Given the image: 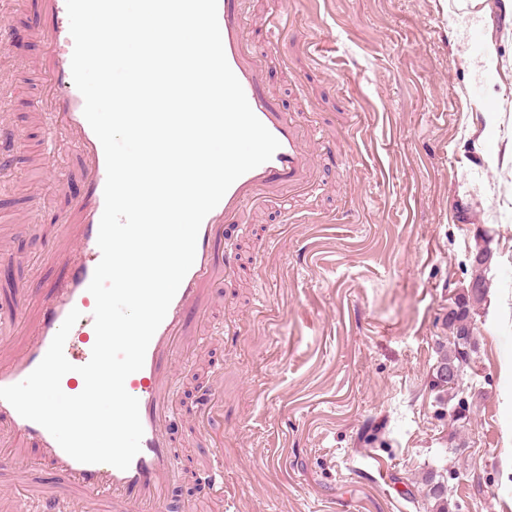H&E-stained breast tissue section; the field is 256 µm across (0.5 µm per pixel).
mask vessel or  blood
Returning a JSON list of instances; mask_svg holds the SVG:
<instances>
[{"label": "vessel or blood", "instance_id": "b4317fda", "mask_svg": "<svg viewBox=\"0 0 512 512\" xmlns=\"http://www.w3.org/2000/svg\"><path fill=\"white\" fill-rule=\"evenodd\" d=\"M27 7L31 35L42 46L36 67L44 76V85L36 99L37 110L50 143L67 137L81 156L86 191L66 218L67 223L78 225L79 233L69 249L65 271L48 284L39 322L25 347L11 353L8 363H0V387L23 381L38 366L66 316L76 308L82 316L64 345V355L74 370L61 380L63 391L76 395L83 381L77 368L89 361L95 342V301L88 286L101 259L97 238L104 209L105 155L83 115L84 98L72 79L73 39L66 0H27ZM218 22L228 64L253 112L280 147L269 161L239 177L203 220L194 264L149 343L143 368L125 382L128 393L139 401L144 429L141 450L128 469L76 461L44 427L23 418L9 402L0 399V435L18 442L17 447L0 451V481L25 458L24 445L28 442L58 479L49 490H23L28 512H85L90 501L98 502L102 512H167L168 487L179 467L169 435L175 419L174 363L180 353L196 349L198 336L224 334L223 327L211 324L209 310L213 288L223 284L236 267V255L225 238L227 227L239 223L245 208L260 192L285 189L295 193L311 186L313 160L303 129L280 112L266 94L263 68L245 42L236 0H218Z\"/></svg>", "mask_w": 512, "mask_h": 512}]
</instances>
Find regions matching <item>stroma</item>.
Wrapping results in <instances>:
<instances>
[{"label": "stroma", "instance_id": "stroma-1", "mask_svg": "<svg viewBox=\"0 0 512 512\" xmlns=\"http://www.w3.org/2000/svg\"><path fill=\"white\" fill-rule=\"evenodd\" d=\"M239 2L270 58L266 91L320 135L315 185L261 195L230 237L239 264L213 302L236 333L208 354L221 376L196 355L176 361L169 512H430V473L455 512H512V15L501 0ZM278 13L288 24L265 43L261 23ZM0 44L20 139L0 192V309L23 304L31 325L64 272L58 222L85 178L64 142L66 177L45 178L30 110L42 47L22 0L0 18ZM486 231L490 288L456 421L433 369ZM203 388L216 392L207 435L193 422ZM216 460L224 492L209 500L198 475Z\"/></svg>", "mask_w": 512, "mask_h": 512}]
</instances>
